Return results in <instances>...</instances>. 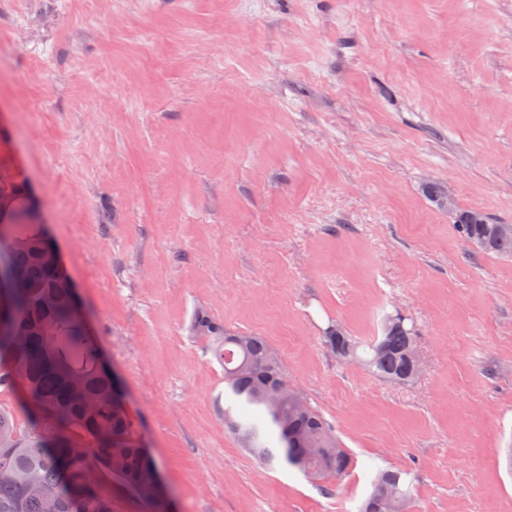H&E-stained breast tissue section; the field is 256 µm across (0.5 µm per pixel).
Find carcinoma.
<instances>
[{
    "instance_id": "carcinoma-1",
    "label": "carcinoma",
    "mask_w": 512,
    "mask_h": 512,
    "mask_svg": "<svg viewBox=\"0 0 512 512\" xmlns=\"http://www.w3.org/2000/svg\"><path fill=\"white\" fill-rule=\"evenodd\" d=\"M471 214L453 209L460 237L485 253L512 256V233L483 215L473 222ZM51 256L26 201L0 215V389L24 387L37 416L23 432L15 410L0 405V512H112L114 485L163 512L154 468ZM195 329L224 366L225 398L263 418L261 425L242 422L232 406L224 408V425L261 466L284 464L314 483L351 469L332 425L288 382L264 339L246 335L241 345L203 312ZM324 339L338 359L388 382L408 384L419 375L410 356L417 329L397 314L383 318L382 335L371 341L340 326ZM410 475L378 472L359 512H412Z\"/></svg>"
}]
</instances>
